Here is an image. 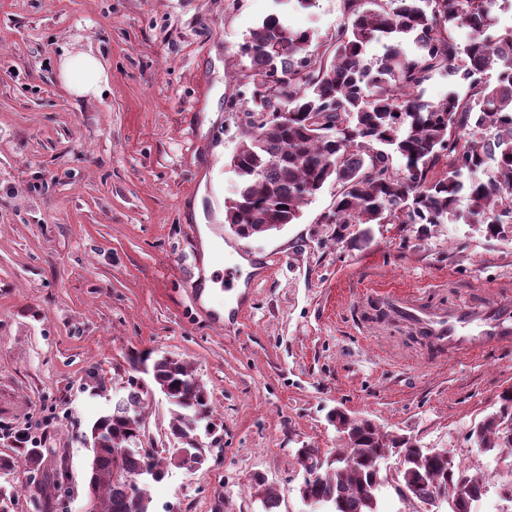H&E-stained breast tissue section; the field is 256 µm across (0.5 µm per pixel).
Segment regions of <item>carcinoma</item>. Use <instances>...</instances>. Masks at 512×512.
Returning a JSON list of instances; mask_svg holds the SVG:
<instances>
[{"mask_svg":"<svg viewBox=\"0 0 512 512\" xmlns=\"http://www.w3.org/2000/svg\"><path fill=\"white\" fill-rule=\"evenodd\" d=\"M343 22L321 44L267 16L240 47L250 62V94L236 92L229 112L261 117L245 125L231 166L233 197L224 201V223L241 238L260 237L275 224H293L302 205L326 184L336 199L324 223L336 225V240L358 247L369 229L356 224H444L468 200L472 223L490 237L512 238V24L502 20L497 0H341ZM469 31L461 44L456 31ZM384 47L370 59L367 49ZM497 71L496 80L490 72ZM460 76L462 93L430 102L424 84L434 74ZM402 164L395 165L394 158ZM494 161L486 180L465 176ZM132 370L150 376L126 381V393L91 426V447L102 452L89 464L88 500L93 512H151L148 487L174 464V448L140 450L149 399L160 392L171 406L169 437L202 457L200 429L220 444L210 423L208 392L184 361L136 353ZM329 421L341 435L337 454L298 448L301 469L312 470L301 498L325 512H379L384 485L380 468L386 448H404L398 474L406 500L426 503L445 495L451 512H474L485 495L483 477L448 463V450L422 448L409 438L383 432L373 420L338 409ZM484 453L512 460V387L499 406L470 432ZM15 455L0 458V471L23 467L26 482L46 499L59 490L36 478L42 451L25 433L15 437Z\"/></svg>","mask_w":512,"mask_h":512,"instance_id":"obj_1","label":"carcinoma"}]
</instances>
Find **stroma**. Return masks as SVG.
<instances>
[{
    "label": "stroma",
    "instance_id": "35a3bbf8",
    "mask_svg": "<svg viewBox=\"0 0 512 512\" xmlns=\"http://www.w3.org/2000/svg\"><path fill=\"white\" fill-rule=\"evenodd\" d=\"M273 13L315 44L343 19L341 0H0V457L18 429L46 447L43 474L66 452L68 488L44 512H80L82 434L111 409L133 353L151 350L190 363L221 437L202 467L151 485L153 512H263L258 475L277 512H307L294 452L340 445L336 407L447 449L488 482L475 512H512L501 494L512 467L469 439L512 385V350L432 360L394 327L380 343L360 335L350 316L358 293L382 284L447 277L437 302L475 288L498 298L512 241L467 223L463 199L459 219L428 234L375 224L354 249L322 221L332 184L268 236L224 222L242 132L224 99L249 65L239 45ZM66 47L102 57L106 96L68 92ZM205 228L251 282L241 325L216 326L193 286L212 263Z\"/></svg>",
    "mask_w": 512,
    "mask_h": 512
}]
</instances>
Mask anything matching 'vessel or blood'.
<instances>
[{"instance_id": "obj_1", "label": "vessel or blood", "mask_w": 512, "mask_h": 512, "mask_svg": "<svg viewBox=\"0 0 512 512\" xmlns=\"http://www.w3.org/2000/svg\"><path fill=\"white\" fill-rule=\"evenodd\" d=\"M212 282L224 290V309L239 314L244 295L238 266L215 258ZM363 329L375 334L403 326L434 345L440 356L471 360L494 346L512 345V303L479 293L463 304H432L418 288H372L360 295Z\"/></svg>"}]
</instances>
